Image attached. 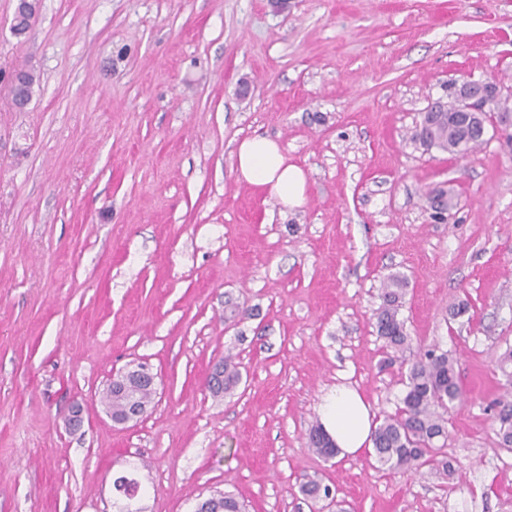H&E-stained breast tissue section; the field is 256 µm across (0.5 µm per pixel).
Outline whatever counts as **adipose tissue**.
I'll use <instances>...</instances> for the list:
<instances>
[{"label": "adipose tissue", "mask_w": 512, "mask_h": 512, "mask_svg": "<svg viewBox=\"0 0 512 512\" xmlns=\"http://www.w3.org/2000/svg\"><path fill=\"white\" fill-rule=\"evenodd\" d=\"M239 180L276 197L283 206L299 205L306 189L302 169L290 164L279 143L266 136L242 140L236 151ZM319 422L340 456H353L371 442L373 415L362 395L349 385L330 387L319 405Z\"/></svg>", "instance_id": "ef3b65f1"}]
</instances>
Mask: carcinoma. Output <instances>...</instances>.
Instances as JSON below:
<instances>
[{
    "instance_id": "1",
    "label": "carcinoma",
    "mask_w": 512,
    "mask_h": 512,
    "mask_svg": "<svg viewBox=\"0 0 512 512\" xmlns=\"http://www.w3.org/2000/svg\"><path fill=\"white\" fill-rule=\"evenodd\" d=\"M411 140L428 149L436 148L452 156L464 157L486 142L480 133L466 123L464 115L452 97L451 87H446V101L435 112L429 105L421 113L419 123ZM446 197L444 210L456 205L453 190H440L429 195L430 208L441 216L435 207L439 197ZM408 282L395 274L388 277L380 288L381 303L375 310V327L379 337L396 352H404L409 346L410 336L406 324L400 317ZM499 369L505 378L507 397L496 403L498 437L506 448H512V348L501 357ZM241 382V373L236 363L224 359V389L214 394L232 392ZM405 387L401 398L402 407L394 416H386L372 431L373 455L378 464L399 472H417L428 466L440 476L452 471L445 458L439 457L440 449L448 439L445 414L454 403L463 399L464 392L455 369L454 360L446 352L426 350L419 360L408 367L402 380ZM153 390L149 383L132 381L126 387L106 392L101 397L105 405L118 410L134 401L141 406L152 403ZM308 441L314 451L332 458L336 449L329 447L327 435L318 425L312 427ZM118 496L132 500L140 492L138 480L121 475L113 481ZM244 503L229 492L213 495L198 503L195 512H242Z\"/></svg>"
}]
</instances>
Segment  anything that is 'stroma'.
Listing matches in <instances>:
<instances>
[{
  "mask_svg": "<svg viewBox=\"0 0 512 512\" xmlns=\"http://www.w3.org/2000/svg\"><path fill=\"white\" fill-rule=\"evenodd\" d=\"M15 5L0 0V512H116L128 474L142 512L224 492L311 512L312 479L350 512H512L493 406L512 347V144L491 130L455 158L410 140L448 81L512 88V0H36L22 37ZM20 66L38 76L22 111ZM249 135L304 171L301 205L238 180ZM448 186L459 205L433 221L427 195ZM395 273L401 354L373 317ZM431 347L464 390L453 475L309 448L329 387L348 380L382 420ZM228 355L242 381L216 397ZM139 363L156 396L112 425L107 380Z\"/></svg>",
  "mask_w": 512,
  "mask_h": 512,
  "instance_id": "obj_1",
  "label": "stroma"
}]
</instances>
